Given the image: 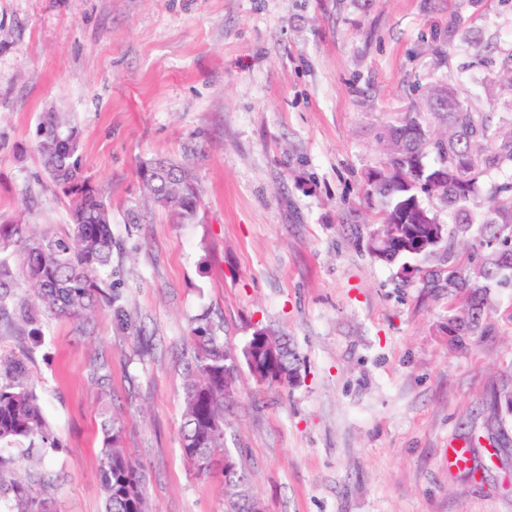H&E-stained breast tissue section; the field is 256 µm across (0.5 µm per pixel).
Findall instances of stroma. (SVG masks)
<instances>
[{"label": "stroma", "mask_w": 512, "mask_h": 512, "mask_svg": "<svg viewBox=\"0 0 512 512\" xmlns=\"http://www.w3.org/2000/svg\"><path fill=\"white\" fill-rule=\"evenodd\" d=\"M452 15L468 34L450 45ZM511 53L512 0H0V222L68 233L34 142L59 113L111 206L112 283L146 333L104 305L90 336L66 319L39 336L0 324V358H24L58 440L7 449L0 483L28 481L54 512H102L105 406L152 512H224L220 469L198 475L179 445L204 315L234 351L262 329L297 352L295 386L240 369L224 424L265 512H512V286L491 293L485 335L452 346L463 301L422 276L447 261L407 258L405 281L374 259L363 190L386 125L430 83L512 127ZM160 158L189 161L195 223L145 199L139 169ZM451 445L468 466L449 468Z\"/></svg>", "instance_id": "obj_1"}]
</instances>
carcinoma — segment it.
Returning a JSON list of instances; mask_svg holds the SVG:
<instances>
[{
	"instance_id": "obj_1",
	"label": "carcinoma",
	"mask_w": 512,
	"mask_h": 512,
	"mask_svg": "<svg viewBox=\"0 0 512 512\" xmlns=\"http://www.w3.org/2000/svg\"><path fill=\"white\" fill-rule=\"evenodd\" d=\"M429 120L409 112L387 126V161L366 175V196L379 207L382 235L370 233V251L392 263L413 256L448 255V294L464 299L461 311L448 310V340L461 346L485 333L484 314L490 289L512 284V132L491 127L487 116L469 111L447 85L426 92ZM36 150L51 182L71 199V231L60 238H37L26 224H0V320L12 319L38 334L44 316L68 319L87 331L95 308L104 303L118 322L128 314L112 285V228L107 200L83 176L77 156V134L58 114L42 115L36 129ZM431 149L434 162L425 161ZM158 178L140 173L143 189L155 205L179 224L193 223L201 206V189L188 166L176 161L149 163ZM448 178L428 187L435 173ZM436 198L448 209L452 224L432 235V225L403 220L423 207L420 194ZM23 257V273L35 299L19 295L12 253ZM193 356L186 363L183 426L180 445L199 474L224 462V412L230 394L224 388L226 347L204 317L195 319ZM282 348L269 369L291 383L298 361L288 341L266 338ZM8 382L0 383V447L26 442L28 447H54L42 405L25 364L14 358L4 367ZM99 479L104 512H150L143 468L123 445L122 425L106 409L100 413ZM227 486L225 512H242L250 496L242 463L222 468ZM13 501L3 512H52L48 499L16 483Z\"/></svg>"
}]
</instances>
